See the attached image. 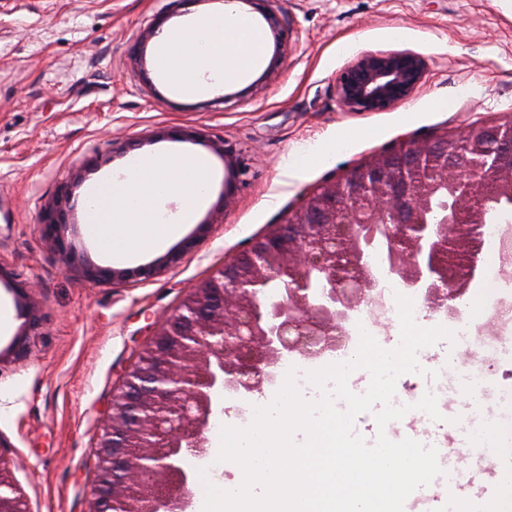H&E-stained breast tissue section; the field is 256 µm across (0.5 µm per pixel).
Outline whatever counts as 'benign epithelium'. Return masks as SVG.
I'll use <instances>...</instances> for the list:
<instances>
[{"instance_id":"obj_1","label":"benign epithelium","mask_w":512,"mask_h":512,"mask_svg":"<svg viewBox=\"0 0 512 512\" xmlns=\"http://www.w3.org/2000/svg\"><path fill=\"white\" fill-rule=\"evenodd\" d=\"M428 69L412 51L359 54L336 77L340 104L383 111L408 98ZM232 179L247 173L235 151L216 144ZM512 119L454 137L403 141L311 192L224 268L199 283L142 346L101 428L87 512H191L194 477L183 459L208 454L212 396L261 393L280 361L319 357L344 335L377 281L369 245L388 242L386 267L406 290L457 312L484 259L466 244L483 233L486 202H512ZM63 208L41 228L67 253ZM95 284L149 280L148 264L128 274L89 267ZM19 317L37 326L35 303L19 288ZM0 512H26L20 489L0 478Z\"/></svg>"}]
</instances>
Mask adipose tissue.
I'll return each instance as SVG.
<instances>
[{"label":"adipose tissue","instance_id":"1","mask_svg":"<svg viewBox=\"0 0 512 512\" xmlns=\"http://www.w3.org/2000/svg\"><path fill=\"white\" fill-rule=\"evenodd\" d=\"M265 55L264 34L231 0L223 11L191 17L166 34L157 69L175 89L206 92L213 83L249 76ZM211 191L210 162L199 155L144 156L125 172L102 180L87 193L86 232L98 251L131 260L164 246L194 223ZM180 203L178 216L163 219V204Z\"/></svg>","mask_w":512,"mask_h":512}]
</instances>
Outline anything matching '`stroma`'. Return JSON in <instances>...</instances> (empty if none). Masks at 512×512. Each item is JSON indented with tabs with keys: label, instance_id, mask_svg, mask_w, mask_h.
Returning <instances> with one entry per match:
<instances>
[{
	"label": "stroma",
	"instance_id": "stroma-1",
	"mask_svg": "<svg viewBox=\"0 0 512 512\" xmlns=\"http://www.w3.org/2000/svg\"><path fill=\"white\" fill-rule=\"evenodd\" d=\"M224 2L0 0V303L35 284L41 319L24 358L11 352L21 319L0 334V441L30 512H85L101 419L157 322L191 288L285 223L311 190L400 140L512 117V0H236L260 25L273 18L290 27L289 46L268 41L261 66L238 83L175 90L156 70L160 36ZM389 50L426 57L417 90L389 110L342 108L337 73L360 52ZM440 98L447 108L436 107ZM218 141L244 158L242 181L227 183ZM160 152L212 164L210 198L184 231L197 247L176 263L172 243L127 261L157 266L148 281H86L42 234L45 208L67 190L66 243L108 266L86 234L81 202L101 178ZM464 341L458 333L433 346L454 362V412L423 417L420 442L433 447L445 435L512 470L486 412H512V372L498 367L471 383L456 361Z\"/></svg>",
	"mask_w": 512,
	"mask_h": 512
}]
</instances>
